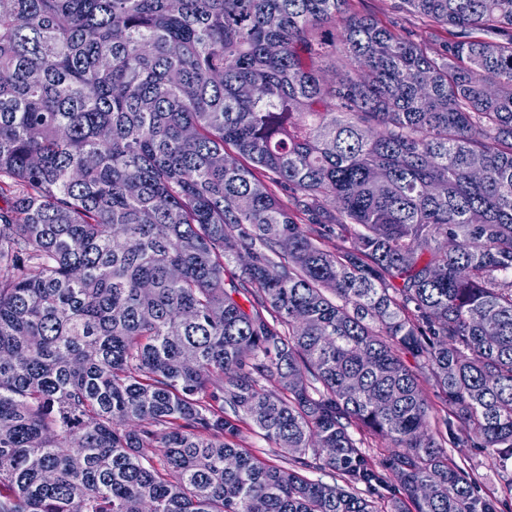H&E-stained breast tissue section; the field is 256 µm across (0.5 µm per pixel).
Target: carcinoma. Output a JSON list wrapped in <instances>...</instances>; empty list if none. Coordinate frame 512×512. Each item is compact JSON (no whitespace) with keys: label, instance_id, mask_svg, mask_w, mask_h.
Instances as JSON below:
<instances>
[{"label":"carcinoma","instance_id":"1","mask_svg":"<svg viewBox=\"0 0 512 512\" xmlns=\"http://www.w3.org/2000/svg\"><path fill=\"white\" fill-rule=\"evenodd\" d=\"M399 8L0 0V512H502L512 0ZM397 0H352V10L371 16L383 23L404 32L425 35V27L412 14L397 8ZM472 464L479 476L478 490L481 493H494L503 500L505 512H512V492L505 486L502 476L503 468L498 463H493L487 451L482 448L472 449Z\"/></svg>","mask_w":512,"mask_h":512}]
</instances>
